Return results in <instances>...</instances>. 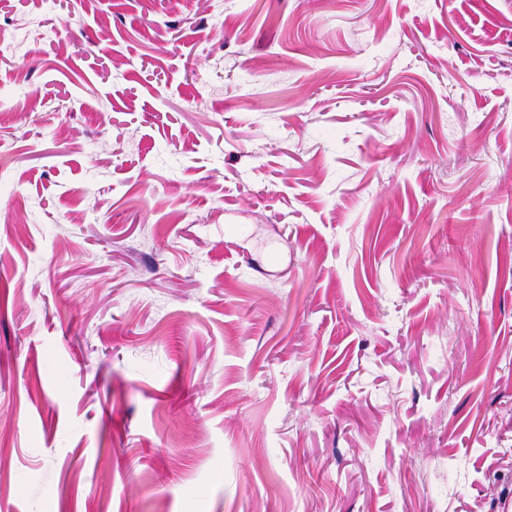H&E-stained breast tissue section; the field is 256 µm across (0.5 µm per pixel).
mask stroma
<instances>
[{
    "instance_id": "obj_1",
    "label": "stroma",
    "mask_w": 512,
    "mask_h": 512,
    "mask_svg": "<svg viewBox=\"0 0 512 512\" xmlns=\"http://www.w3.org/2000/svg\"><path fill=\"white\" fill-rule=\"evenodd\" d=\"M0 512H512V0H0Z\"/></svg>"
}]
</instances>
